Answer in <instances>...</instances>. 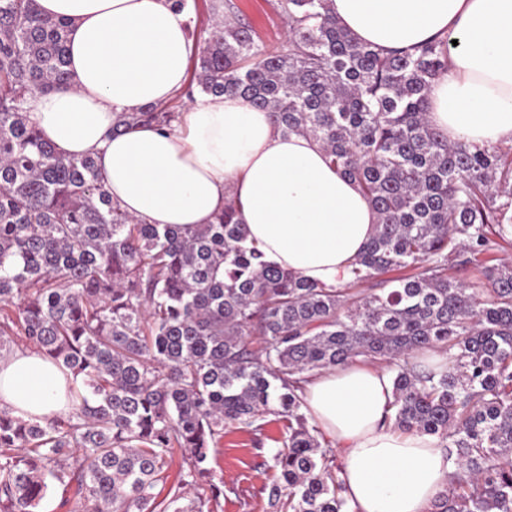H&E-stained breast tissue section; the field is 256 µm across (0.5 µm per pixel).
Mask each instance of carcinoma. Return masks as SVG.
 <instances>
[{"instance_id":"obj_1","label":"carcinoma","mask_w":512,"mask_h":512,"mask_svg":"<svg viewBox=\"0 0 512 512\" xmlns=\"http://www.w3.org/2000/svg\"><path fill=\"white\" fill-rule=\"evenodd\" d=\"M271 50L234 0L201 21L203 94L239 93L285 134L319 140L379 223L326 288L261 260L233 206L213 224H143L112 206L91 156L59 154L24 110L68 87L64 19L0 0V351L20 336L81 379L54 418L0 409V512H36L75 485L93 512H215L224 429L283 423L272 512H351L333 449L302 412L304 384L360 358L394 366L389 422L438 437L453 464L429 512H512V149L450 143L427 115L448 41L381 52L329 0H276ZM177 105L119 119L167 128ZM475 265L485 287L451 274ZM397 272V277L387 274ZM373 280L380 292L358 285ZM448 356L439 370L420 353ZM186 471L158 499L173 451Z\"/></svg>"}]
</instances>
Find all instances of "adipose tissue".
<instances>
[{"instance_id": "obj_1", "label": "adipose tissue", "mask_w": 512, "mask_h": 512, "mask_svg": "<svg viewBox=\"0 0 512 512\" xmlns=\"http://www.w3.org/2000/svg\"><path fill=\"white\" fill-rule=\"evenodd\" d=\"M68 23L70 88L27 97L45 140L97 161L121 209L145 224H211L233 202L263 261L308 282L339 287L372 235L377 214L340 176L320 142L284 135L241 95H199L167 129L113 135L121 114L172 100L189 80L193 43L172 0H37ZM361 43L401 50L451 40L447 73L429 90V118L449 141L512 142V0H330ZM76 382L40 352L0 354V408L54 417ZM392 377L339 366L305 385L306 415L336 442L338 478L352 512H428L451 464L437 437L388 422Z\"/></svg>"}]
</instances>
